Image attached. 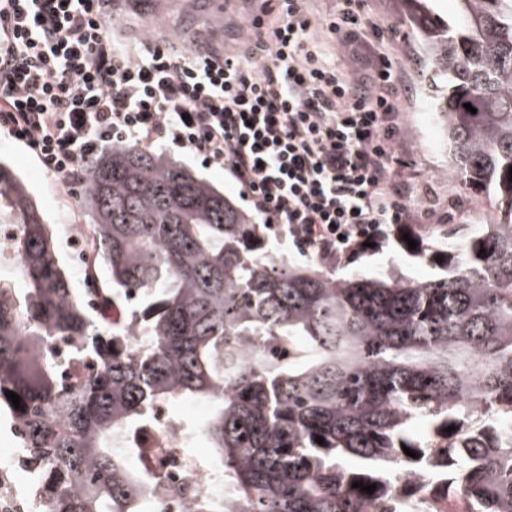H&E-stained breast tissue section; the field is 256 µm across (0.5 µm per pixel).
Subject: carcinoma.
<instances>
[{"mask_svg":"<svg viewBox=\"0 0 512 512\" xmlns=\"http://www.w3.org/2000/svg\"><path fill=\"white\" fill-rule=\"evenodd\" d=\"M402 2L431 63L449 173L512 209V0H460L445 24L428 0ZM84 185L107 287L141 298L136 351L75 297L34 195L0 161L25 284L0 277V409L48 512H141L155 480L112 433L189 399L210 405L201 435L230 484V500L203 494L191 512H406L389 504L430 493L512 512V213L419 252L442 271L433 279L336 280L271 259L247 210L139 143L105 147ZM57 338L94 365L70 386ZM256 338L288 356L248 355ZM416 419L428 430L412 440Z\"/></svg>","mask_w":512,"mask_h":512,"instance_id":"obj_1","label":"carcinoma"}]
</instances>
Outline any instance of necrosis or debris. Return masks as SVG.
Returning a JSON list of instances; mask_svg holds the SVG:
<instances>
[{
	"mask_svg": "<svg viewBox=\"0 0 512 512\" xmlns=\"http://www.w3.org/2000/svg\"><path fill=\"white\" fill-rule=\"evenodd\" d=\"M199 442V435L186 421L175 419L168 404L154 406L150 425L113 433V447L135 450L142 468L156 480L144 512H188L200 494L220 499L227 493L223 470L208 465Z\"/></svg>",
	"mask_w": 512,
	"mask_h": 512,
	"instance_id": "1",
	"label": "necrosis or debris"
}]
</instances>
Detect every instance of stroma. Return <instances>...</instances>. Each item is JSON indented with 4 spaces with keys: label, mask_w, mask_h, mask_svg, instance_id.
<instances>
[{
    "label": "stroma",
    "mask_w": 512,
    "mask_h": 512,
    "mask_svg": "<svg viewBox=\"0 0 512 512\" xmlns=\"http://www.w3.org/2000/svg\"><path fill=\"white\" fill-rule=\"evenodd\" d=\"M281 0H222L219 26L204 22L196 8L173 6L166 16L147 20L138 0H117L112 35L125 48L140 50L147 40L165 39L194 48L197 40L212 41L214 49L233 48L241 35V26L251 15L271 21L281 12ZM305 8L314 22L315 35L325 56L343 62L356 75H365L362 60L343 57L327 25L336 17L339 0H305ZM372 27L365 30L371 51L385 56L393 65L402 95L399 114L400 147L403 160L400 174L406 186L408 202L426 210L425 225H410L411 239L428 238L446 243L449 225L470 226L474 212H482L486 224L498 223L502 211L486 201L484 193L459 177L448 174V135L431 99V71L426 66L414 32L403 14L400 0H365ZM0 159L8 162L33 192L52 229L63 224L85 223L81 205V186L61 190L56 177L48 173L24 146L0 136ZM397 267L406 277L426 279L437 276V268L415 258L413 250L399 245L393 234H386L368 250L339 257L325 270L333 278L373 277L383 269Z\"/></svg>",
    "instance_id": "obj_1"
}]
</instances>
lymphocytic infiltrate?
Segmentation results:
<instances>
[{
	"label": "lymphocytic infiltrate",
	"instance_id": "lymphocytic-infiltrate-1",
	"mask_svg": "<svg viewBox=\"0 0 512 512\" xmlns=\"http://www.w3.org/2000/svg\"><path fill=\"white\" fill-rule=\"evenodd\" d=\"M364 0L329 25L359 55ZM251 52H126L96 0H0V131L62 187L112 140L161 142L227 170L269 230L315 256H342L387 226L419 224L400 179L401 101L391 62L366 80L327 61L303 0L252 25Z\"/></svg>",
	"mask_w": 512,
	"mask_h": 512
}]
</instances>
